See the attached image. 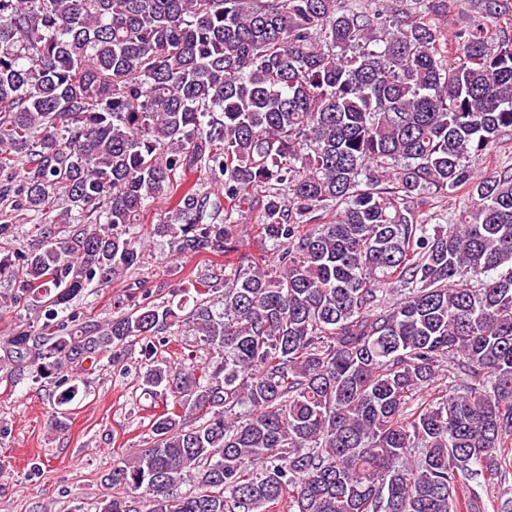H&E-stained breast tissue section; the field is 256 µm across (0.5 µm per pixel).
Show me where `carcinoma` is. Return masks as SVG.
<instances>
[{
  "label": "carcinoma",
  "instance_id": "obj_1",
  "mask_svg": "<svg viewBox=\"0 0 512 512\" xmlns=\"http://www.w3.org/2000/svg\"><path fill=\"white\" fill-rule=\"evenodd\" d=\"M372 2L0 0V169L25 161L28 211L105 215L0 253V305L42 321L0 368L68 406L74 367L138 343L142 393L173 403L75 512H512V167L469 165L512 133V39L461 30L451 63L428 21L448 0ZM203 170L224 200L179 187ZM432 188L471 196L449 231L420 219ZM158 199L152 234L222 277L187 313L182 287H130L104 323L76 312L139 265L131 229ZM253 202L277 265L235 257ZM182 331L199 374L155 363ZM445 361L463 382L422 391Z\"/></svg>",
  "mask_w": 512,
  "mask_h": 512
}]
</instances>
